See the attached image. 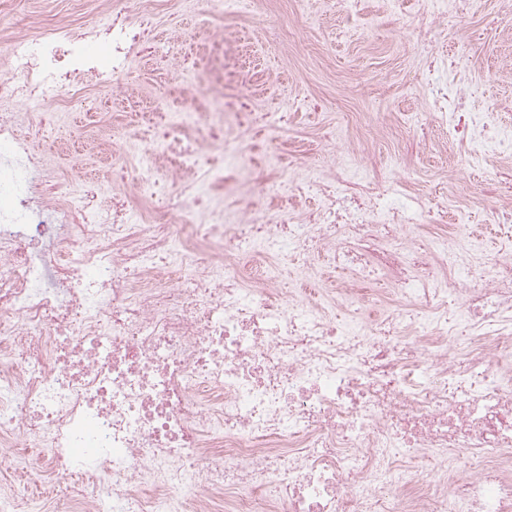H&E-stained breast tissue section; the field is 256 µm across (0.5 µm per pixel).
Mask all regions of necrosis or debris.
<instances>
[{"instance_id":"1","label":"necrosis or debris","mask_w":512,"mask_h":512,"mask_svg":"<svg viewBox=\"0 0 512 512\" xmlns=\"http://www.w3.org/2000/svg\"><path fill=\"white\" fill-rule=\"evenodd\" d=\"M168 5L96 0L29 38L0 0V463L48 449L74 512H512V252L476 247L463 207L353 178L345 154L273 171L286 114L196 110L205 79L171 48L181 106L112 130L138 155L112 154L131 195L49 193L29 136L46 105L127 90ZM473 7L423 0L420 52ZM472 92L462 73L431 86L416 125L511 154ZM238 165L253 189L228 224L212 200ZM307 190L319 206H286ZM451 211L448 235L405 237ZM288 265L334 277L291 287ZM345 295L379 315H342Z\"/></svg>"}]
</instances>
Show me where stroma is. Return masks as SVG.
Here are the masks:
<instances>
[{
  "label": "stroma",
  "mask_w": 512,
  "mask_h": 512,
  "mask_svg": "<svg viewBox=\"0 0 512 512\" xmlns=\"http://www.w3.org/2000/svg\"><path fill=\"white\" fill-rule=\"evenodd\" d=\"M416 10L417 0H395L389 9L382 0H359L355 13L331 5L306 25L292 0H267L269 18L283 30L302 34V44L286 50L269 41L259 23L246 20L236 23L231 43L215 45L210 34L223 28V21L197 12L162 17L158 36L178 41L198 67L207 68L201 106L218 94L225 111H232L246 85L256 108L287 112L284 150L298 160L324 152L320 133L329 126L339 128L342 142L355 148L360 163L386 153L411 159L420 172L418 190L425 201L451 193L469 203L472 238L494 253L503 241L498 225L484 222L483 208L497 198L502 182L512 178V156H493L472 169L439 149L442 132L412 123L413 113L430 105L418 61L403 50L415 40L407 18ZM452 52L475 85L470 109H498L500 121L512 125V13L503 10L500 0H478L474 14L446 22L431 47L433 81L447 80ZM133 71L134 97L96 94L43 138L41 149L52 170L111 182L112 161L101 153V142L113 124L126 122L130 113L148 111L172 83L166 68L151 57L136 60Z\"/></svg>",
  "instance_id": "35a3bbf8"
}]
</instances>
